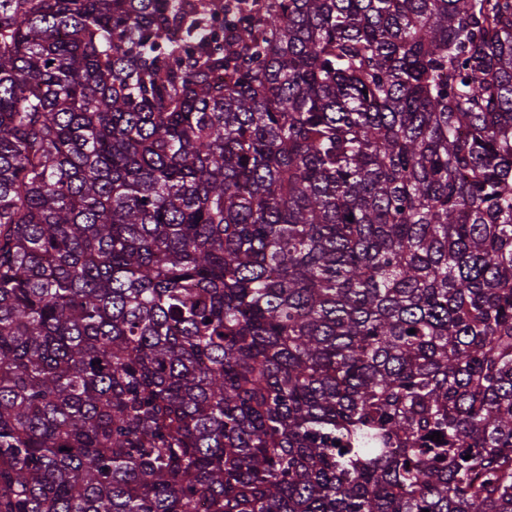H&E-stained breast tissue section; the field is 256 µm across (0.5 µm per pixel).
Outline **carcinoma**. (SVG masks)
Returning a JSON list of instances; mask_svg holds the SVG:
<instances>
[{
    "label": "carcinoma",
    "mask_w": 512,
    "mask_h": 512,
    "mask_svg": "<svg viewBox=\"0 0 512 512\" xmlns=\"http://www.w3.org/2000/svg\"><path fill=\"white\" fill-rule=\"evenodd\" d=\"M200 503L512 512V0H0V512Z\"/></svg>",
    "instance_id": "obj_1"
}]
</instances>
